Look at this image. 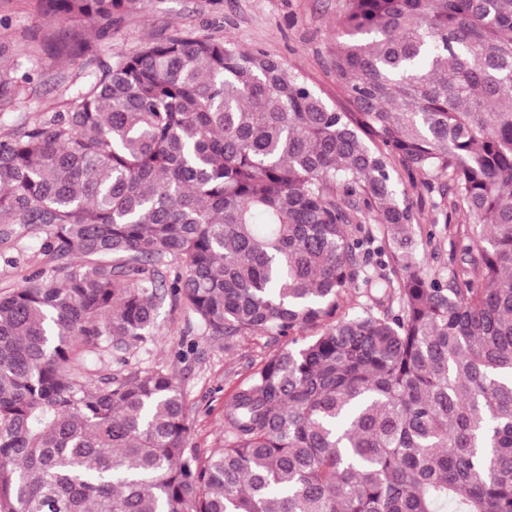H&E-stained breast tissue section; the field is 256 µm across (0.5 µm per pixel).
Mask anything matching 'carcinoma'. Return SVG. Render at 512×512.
<instances>
[{"instance_id":"carcinoma-1","label":"carcinoma","mask_w":512,"mask_h":512,"mask_svg":"<svg viewBox=\"0 0 512 512\" xmlns=\"http://www.w3.org/2000/svg\"><path fill=\"white\" fill-rule=\"evenodd\" d=\"M38 2L89 78L0 138V223L44 226L50 264L0 295V512H512V0H347L346 111L262 49L180 29L103 60L69 29L142 0ZM396 172L472 219L446 279ZM355 197L381 238L347 234ZM377 240L396 306L337 314ZM167 300L288 338L205 455L174 376L71 370Z\"/></svg>"}]
</instances>
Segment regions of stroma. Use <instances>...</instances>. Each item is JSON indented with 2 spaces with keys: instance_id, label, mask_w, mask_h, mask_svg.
Masks as SVG:
<instances>
[{
  "instance_id": "35a3bbf8",
  "label": "stroma",
  "mask_w": 512,
  "mask_h": 512,
  "mask_svg": "<svg viewBox=\"0 0 512 512\" xmlns=\"http://www.w3.org/2000/svg\"><path fill=\"white\" fill-rule=\"evenodd\" d=\"M346 0H144L141 8L115 21L107 34L84 24L81 35L102 58L120 51L137 52L147 41L175 29H189L217 40L230 39L243 48H261L280 57L317 93L336 108L346 95L329 69V50L336 40V20ZM56 28L41 16L36 0H0V82L20 80L13 67L26 54L31 79L20 93L0 96V134L19 127L44 109L63 106L66 86L85 76L77 65L50 48ZM447 178L419 174L397 180L400 202L410 206L415 241L434 233L431 248L421 245L426 274L446 271L451 253L448 225L467 224L465 211L449 213L441 205ZM44 231L34 224H0V294L17 287L43 269ZM284 338L261 333L212 336L184 305L164 304L149 343L109 346L84 353L78 370L100 385L121 383L153 371L177 379L188 407L187 445L207 453L224 445V405L284 345Z\"/></svg>"
}]
</instances>
